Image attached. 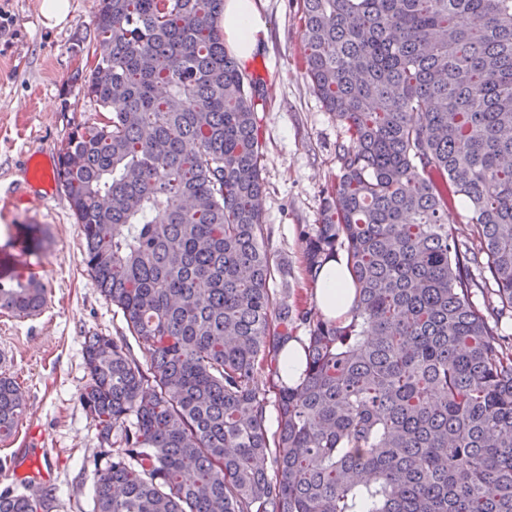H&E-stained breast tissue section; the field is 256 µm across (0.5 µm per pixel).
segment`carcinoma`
<instances>
[{"label":"carcinoma","instance_id":"cac0c4a2","mask_svg":"<svg viewBox=\"0 0 512 512\" xmlns=\"http://www.w3.org/2000/svg\"><path fill=\"white\" fill-rule=\"evenodd\" d=\"M301 2L306 79L349 136L302 235L312 282L329 260L352 274L338 318L276 290L260 88L224 48V0H99L80 92L120 108L76 126L58 170L130 333L84 340L93 512H512V0ZM45 304L0 282V309ZM23 408L0 374L1 439ZM54 501L6 491L0 512Z\"/></svg>","mask_w":512,"mask_h":512}]
</instances>
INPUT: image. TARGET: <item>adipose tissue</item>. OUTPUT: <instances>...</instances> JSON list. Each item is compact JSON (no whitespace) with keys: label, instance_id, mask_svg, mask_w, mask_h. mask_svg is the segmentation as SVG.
Returning <instances> with one entry per match:
<instances>
[{"label":"adipose tissue","instance_id":"1","mask_svg":"<svg viewBox=\"0 0 512 512\" xmlns=\"http://www.w3.org/2000/svg\"><path fill=\"white\" fill-rule=\"evenodd\" d=\"M222 30L226 45L239 63H246L262 50L267 38L262 0H224ZM316 297L326 316L333 318L346 312L354 298L347 268L327 262L317 280Z\"/></svg>","mask_w":512,"mask_h":512}]
</instances>
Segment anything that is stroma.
Masks as SVG:
<instances>
[{
  "label": "stroma",
  "instance_id": "1",
  "mask_svg": "<svg viewBox=\"0 0 512 512\" xmlns=\"http://www.w3.org/2000/svg\"><path fill=\"white\" fill-rule=\"evenodd\" d=\"M69 2L68 22L50 29L42 0H0V274L19 280L24 266H40L47 297L33 316L0 310V373L13 378L25 400L15 435L0 440V492L23 493L41 482L53 490L55 512H92L101 450L79 399L89 381L82 346L92 332L121 335L125 322L80 263L84 240L68 198L41 208L44 188L26 176L28 158L57 167L76 125L112 113L78 93L94 67L98 0ZM263 13L268 44L245 67L263 89L262 216L275 259L291 269L290 302L311 308L317 301L303 271L300 232L320 222L348 136L305 78L300 0H264ZM28 233L40 247L23 253L18 241ZM23 442L49 478L15 474L14 451Z\"/></svg>",
  "mask_w": 512,
  "mask_h": 512
}]
</instances>
